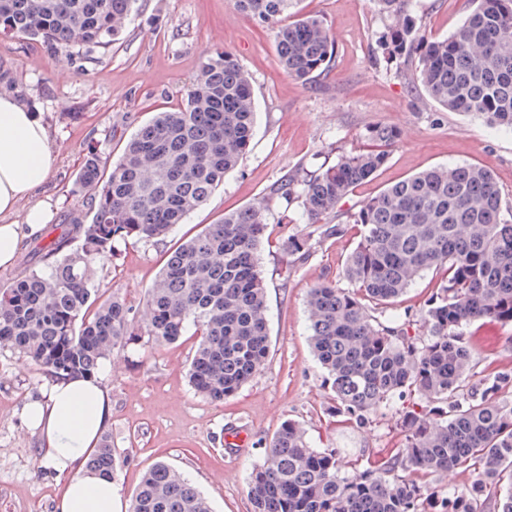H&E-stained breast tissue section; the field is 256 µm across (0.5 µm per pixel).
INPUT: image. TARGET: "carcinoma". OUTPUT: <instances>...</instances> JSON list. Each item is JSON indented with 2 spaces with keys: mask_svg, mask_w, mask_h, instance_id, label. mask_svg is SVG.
Here are the masks:
<instances>
[{
  "mask_svg": "<svg viewBox=\"0 0 512 512\" xmlns=\"http://www.w3.org/2000/svg\"><path fill=\"white\" fill-rule=\"evenodd\" d=\"M137 0H0V35L51 48H105L132 22ZM393 23L388 59L416 62L427 100L449 112L482 117L512 131V0H474L462 26L446 38L420 33L408 0H376ZM298 0H232L234 10L267 25L283 69L301 82L325 72L336 37ZM26 97L0 65V95ZM257 107L251 79L231 53L205 56L181 105L154 115L127 141L111 168L91 151L74 192L97 194L62 212L33 248L28 272L0 286V349L6 347L59 380L95 375L114 348L131 339L132 308L96 287L97 265L131 240L159 243L206 204L247 153ZM382 148L340 155L302 179L294 176L255 202L206 224L167 254L147 290L144 335L173 343L197 336L188 377L197 393L222 402L266 365L270 335L261 249L270 202L298 203L301 218L325 224L354 187L387 161L397 140L371 127ZM361 227L341 278L314 285L307 297L309 342L338 408L364 424L403 394L439 401L436 415L402 413L405 445L383 463L346 470L334 448H314L302 425L283 422L248 482L253 512H426V490L411 472L473 471L470 487L448 495V512H485L494 489L498 512H512V377L464 393L475 367L464 327L512 324V213L493 173L470 163L436 166L371 197L348 215ZM310 247L289 237L288 271ZM446 283L423 309V331L376 316L433 269ZM86 466L117 479L108 439ZM128 512H212L207 498L177 470L158 462L146 471Z\"/></svg>",
  "mask_w": 512,
  "mask_h": 512,
  "instance_id": "obj_1",
  "label": "carcinoma"
}]
</instances>
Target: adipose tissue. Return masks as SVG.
I'll use <instances>...</instances> for the list:
<instances>
[{"instance_id": "adipose-tissue-1", "label": "adipose tissue", "mask_w": 512, "mask_h": 512, "mask_svg": "<svg viewBox=\"0 0 512 512\" xmlns=\"http://www.w3.org/2000/svg\"><path fill=\"white\" fill-rule=\"evenodd\" d=\"M57 161L46 126L17 99L0 96V268L13 265L27 231L47 222L29 204ZM28 424L40 431L52 468L66 475L59 512H114L117 484L85 468L112 419L101 377L53 382L46 400L28 403Z\"/></svg>"}]
</instances>
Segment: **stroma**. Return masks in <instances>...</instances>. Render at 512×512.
Wrapping results in <instances>:
<instances>
[{"label": "stroma", "instance_id": "stroma-1", "mask_svg": "<svg viewBox=\"0 0 512 512\" xmlns=\"http://www.w3.org/2000/svg\"><path fill=\"white\" fill-rule=\"evenodd\" d=\"M299 7L322 17L337 36L329 71L305 84L282 69L272 32L236 12L231 0H139L134 23L107 48L54 51L0 37V65L23 85L59 152L52 175L33 195L52 218L85 205V196L70 189L88 149L117 159L141 125L181 103L206 54L232 52L251 77L257 128L238 168L166 241L119 245L98 266V286L133 309H141L167 252L183 237L268 194L289 174L373 148L368 130L374 126L394 129L398 139L373 179L341 201L340 213L357 211L413 174L455 163L490 169L505 206L512 207V131L436 106L409 70L386 63L380 41L391 19L375 0H300ZM408 9L426 34L442 38L460 27L471 5L410 0ZM296 211L282 199L272 201L261 252L271 353L236 395L218 403L194 391L187 374L196 343L190 335L163 344L136 336L104 361L99 374L112 399L107 433L120 460L117 512L129 506L144 472L158 461L183 473L213 512H252L249 476L282 422H299L312 446L340 449L349 464L361 467L401 448L404 437L395 426L401 412L430 410L429 402L406 396L380 407L361 429L337 413L309 345L306 299L309 288L338 276L359 228L346 224L341 233L323 234L316 225L295 222ZM290 237L310 239L312 248L284 279L280 245ZM446 278L443 271L427 273L387 305L380 320L418 323L425 301ZM465 339L477 365L471 385L512 374V324L477 322L466 328ZM50 383L37 367L0 350V512H57L66 478L51 469L40 432L28 429L23 416ZM238 429L249 432L245 447H226V431Z\"/></svg>", "mask_w": 512, "mask_h": 512}]
</instances>
